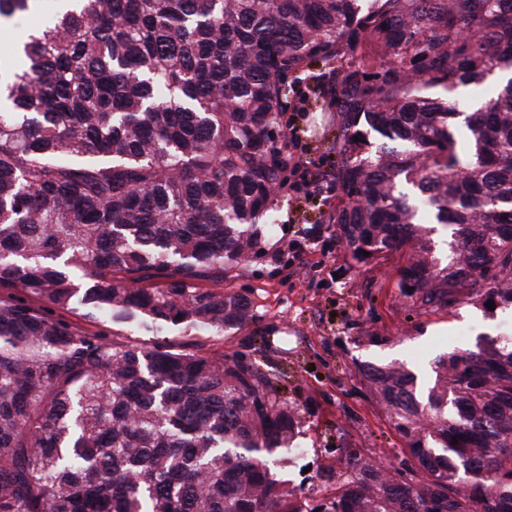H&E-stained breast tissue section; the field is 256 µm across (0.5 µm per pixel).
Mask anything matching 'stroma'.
Segmentation results:
<instances>
[{"mask_svg": "<svg viewBox=\"0 0 512 512\" xmlns=\"http://www.w3.org/2000/svg\"><path fill=\"white\" fill-rule=\"evenodd\" d=\"M276 227L266 244L278 260L256 264L232 286L251 303L248 324L231 335L172 333L174 343L203 355L241 354L259 361L299 409L303 457H288L277 469L298 495H309L319 478L304 466L339 469L336 449L349 444L397 454L403 443L361 388L355 362H405L429 383L440 355L474 348L483 336H504L511 309L487 314L460 306L445 315L417 319L398 300L395 268L402 259L354 270L337 240L316 224L328 201L311 203L276 195ZM388 335L385 346L369 345L367 331Z\"/></svg>", "mask_w": 512, "mask_h": 512, "instance_id": "obj_1", "label": "stroma"}]
</instances>
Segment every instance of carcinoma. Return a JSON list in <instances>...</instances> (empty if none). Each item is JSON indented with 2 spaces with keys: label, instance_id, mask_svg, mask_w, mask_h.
I'll use <instances>...</instances> for the list:
<instances>
[{
  "label": "carcinoma",
  "instance_id": "obj_1",
  "mask_svg": "<svg viewBox=\"0 0 512 512\" xmlns=\"http://www.w3.org/2000/svg\"><path fill=\"white\" fill-rule=\"evenodd\" d=\"M37 2L0 0V24ZM59 2L0 80V288L28 295L0 294V512H512L511 340L439 356L425 390L357 363L407 452L390 476L341 448L310 503L273 469L302 417L268 374L166 339L248 324L228 282L269 256L283 119L319 65L308 111L336 126L312 180L336 205L315 223L349 268L405 253L421 315L512 307V0ZM76 310L159 340L55 315ZM62 316L79 327L91 330V331H101L104 334L108 335L109 338H112L113 332H120L126 338V340L134 343V344H149L155 341L154 336H149L148 334L128 328V327H118L113 326L110 322L102 317L97 318H85L78 313L74 312H62Z\"/></svg>",
  "mask_w": 512,
  "mask_h": 512
}]
</instances>
